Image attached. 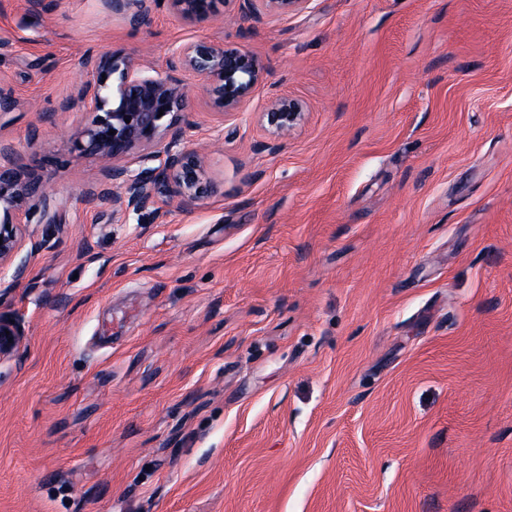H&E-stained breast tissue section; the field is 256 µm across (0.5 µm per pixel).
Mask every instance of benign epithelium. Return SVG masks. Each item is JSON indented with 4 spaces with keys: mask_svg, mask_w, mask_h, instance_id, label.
<instances>
[{
    "mask_svg": "<svg viewBox=\"0 0 512 512\" xmlns=\"http://www.w3.org/2000/svg\"><path fill=\"white\" fill-rule=\"evenodd\" d=\"M249 17L288 15L308 8L311 0H243ZM223 0H102L104 9L131 27L145 25L153 8L164 4L185 22L219 14ZM85 80L78 102L91 120L71 141L70 150L97 162L98 181L88 199L117 223L131 211L156 206L165 199L192 209L216 192L218 184L204 168L200 154L185 145L186 89L189 81L204 82L210 109L223 116L243 111L265 79L262 61L239 46L198 41L178 48L160 74L143 59L125 51L81 60ZM300 102L274 98L260 113L262 127L273 139H284L304 120ZM115 133H110V130ZM0 273L11 282L26 280L27 262H15L26 247L37 250L29 224L60 223L61 203L24 169L11 146L0 144ZM134 158L159 161L156 166L130 168ZM23 335L0 318V355L13 352Z\"/></svg>",
    "mask_w": 512,
    "mask_h": 512,
    "instance_id": "1",
    "label": "benign epithelium"
}]
</instances>
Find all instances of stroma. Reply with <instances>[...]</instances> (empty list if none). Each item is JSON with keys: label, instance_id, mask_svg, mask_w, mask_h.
Returning a JSON list of instances; mask_svg holds the SVG:
<instances>
[{"label": "stroma", "instance_id": "obj_1", "mask_svg": "<svg viewBox=\"0 0 512 512\" xmlns=\"http://www.w3.org/2000/svg\"><path fill=\"white\" fill-rule=\"evenodd\" d=\"M243 12L0 0V142L64 204L0 282V512H512V0ZM199 40L266 67L227 122L188 85L219 191L112 223L81 57ZM223 0H102L104 9L112 16L121 17L131 27L145 25L155 6L164 4L185 22H199L219 14L217 4ZM303 106L297 100L285 96L274 98L260 113L262 127L273 139H284L304 120Z\"/></svg>", "mask_w": 512, "mask_h": 512}]
</instances>
